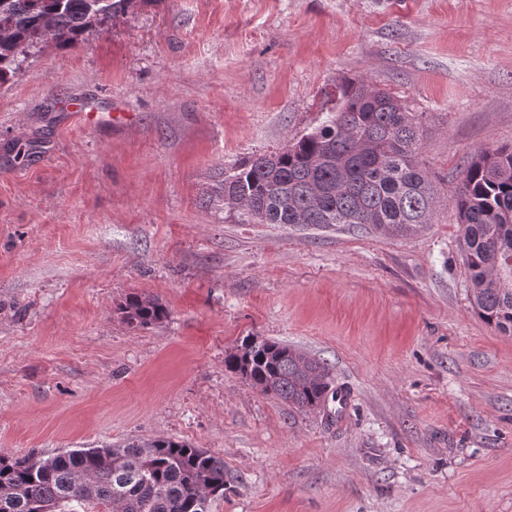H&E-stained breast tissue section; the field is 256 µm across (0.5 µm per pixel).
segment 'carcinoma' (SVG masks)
Returning a JSON list of instances; mask_svg holds the SVG:
<instances>
[{
	"mask_svg": "<svg viewBox=\"0 0 512 512\" xmlns=\"http://www.w3.org/2000/svg\"><path fill=\"white\" fill-rule=\"evenodd\" d=\"M154 0H0V86L41 42L74 46L103 21ZM417 113L361 79L336 85V104L290 148L240 159L213 187L235 224H370L410 235L431 223L439 192L422 167ZM450 196L461 224L473 309L512 334V145L464 165ZM124 318L167 317L156 298L131 296ZM225 367L301 410L336 400L327 366L269 339H247ZM224 461L164 436L75 448L49 457L0 454V512H209L224 497Z\"/></svg>",
	"mask_w": 512,
	"mask_h": 512,
	"instance_id": "1",
	"label": "carcinoma"
}]
</instances>
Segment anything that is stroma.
I'll list each match as a JSON object with an SVG mask.
<instances>
[{
	"label": "stroma",
	"instance_id": "stroma-1",
	"mask_svg": "<svg viewBox=\"0 0 512 512\" xmlns=\"http://www.w3.org/2000/svg\"><path fill=\"white\" fill-rule=\"evenodd\" d=\"M344 78L420 113L431 224H234L209 204ZM505 144L512 0H152L39 44L0 88V453L161 435L223 460L210 512H512V335L472 308L448 194ZM135 294L167 318L130 325ZM249 337L327 363L350 404L261 394L224 367Z\"/></svg>",
	"mask_w": 512,
	"mask_h": 512
}]
</instances>
